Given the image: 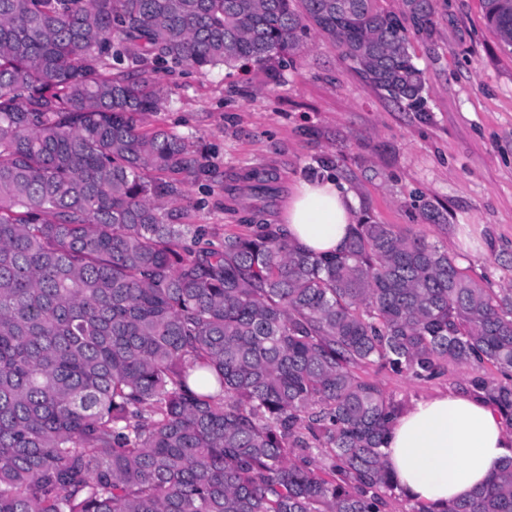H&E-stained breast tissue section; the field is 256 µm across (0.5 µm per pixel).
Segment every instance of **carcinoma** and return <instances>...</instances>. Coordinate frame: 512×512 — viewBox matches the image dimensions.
I'll return each mask as SVG.
<instances>
[{
	"instance_id": "obj_1",
	"label": "carcinoma",
	"mask_w": 512,
	"mask_h": 512,
	"mask_svg": "<svg viewBox=\"0 0 512 512\" xmlns=\"http://www.w3.org/2000/svg\"><path fill=\"white\" fill-rule=\"evenodd\" d=\"M0 0V512H388L403 413L376 365L512 420V288L359 216L336 252L181 224L201 150L162 68L273 67L316 31L418 107L434 0ZM512 49V3L483 0ZM512 512V460L470 497Z\"/></svg>"
}]
</instances>
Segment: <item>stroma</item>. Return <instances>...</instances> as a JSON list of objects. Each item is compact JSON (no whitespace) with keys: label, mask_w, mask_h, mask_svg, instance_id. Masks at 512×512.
<instances>
[{"label":"stroma","mask_w":512,"mask_h":512,"mask_svg":"<svg viewBox=\"0 0 512 512\" xmlns=\"http://www.w3.org/2000/svg\"><path fill=\"white\" fill-rule=\"evenodd\" d=\"M435 4L431 35L412 42L424 78L419 109L366 86L314 32L274 73L163 74L169 99L146 128L192 137L208 160L185 188L187 223L218 239L253 216L274 224L298 181L331 176L372 220L425 237L484 287L512 288V51L481 0ZM256 170L275 182V196L246 193ZM367 373L407 407L466 377Z\"/></svg>","instance_id":"1"}]
</instances>
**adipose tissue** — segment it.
Masks as SVG:
<instances>
[{"label":"adipose tissue","mask_w":512,"mask_h":512,"mask_svg":"<svg viewBox=\"0 0 512 512\" xmlns=\"http://www.w3.org/2000/svg\"><path fill=\"white\" fill-rule=\"evenodd\" d=\"M280 219L299 246L331 252L349 235L354 202L334 179L304 180ZM382 450L408 498L439 508L469 497L512 457V425L481 399L450 390L405 410Z\"/></svg>","instance_id":"ef3b65f1"}]
</instances>
